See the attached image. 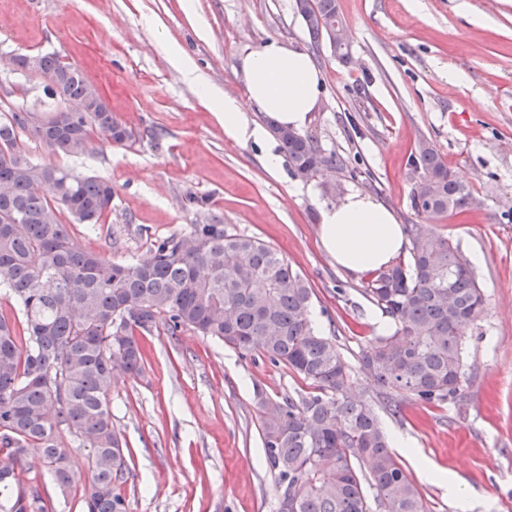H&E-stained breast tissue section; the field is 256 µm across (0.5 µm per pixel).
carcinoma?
Listing matches in <instances>:
<instances>
[{
	"instance_id": "cac0c4a2",
	"label": "carcinoma",
	"mask_w": 512,
	"mask_h": 512,
	"mask_svg": "<svg viewBox=\"0 0 512 512\" xmlns=\"http://www.w3.org/2000/svg\"><path fill=\"white\" fill-rule=\"evenodd\" d=\"M313 45L325 40L349 60L329 31L344 26L336 0H302ZM39 70L57 78L48 96L65 106L89 100L83 72L55 53H36ZM293 177L341 168L316 137L269 122ZM105 134L112 143L133 131L107 108L59 112L27 133L19 110L0 117V290L22 311V331L0 316V512H49L23 472L37 448L61 492L75 482L62 431L91 449L83 512H127L119 487L130 475L128 448L112 422L118 379L143 370L137 336L164 326L211 336L243 354L284 365L311 390L269 398L257 391L266 460L277 472L275 512H429L390 449L379 416L331 336L312 318L313 289L280 252L222 224H192L155 239L144 257L113 262L73 238L62 216L105 223L112 185L99 177L32 160L30 135L57 155L86 153ZM411 207L431 217L471 207L434 144L420 140L407 161ZM409 260L369 274L363 293L389 319L360 351V370L392 413L407 400L456 401L470 381L464 336L486 311L468 258L432 224H408ZM138 308L140 313L132 310Z\"/></svg>"
}]
</instances>
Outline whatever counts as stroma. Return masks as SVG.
I'll use <instances>...</instances> for the list:
<instances>
[{
  "mask_svg": "<svg viewBox=\"0 0 512 512\" xmlns=\"http://www.w3.org/2000/svg\"><path fill=\"white\" fill-rule=\"evenodd\" d=\"M349 29V63L312 48L295 0H0V55L57 53L77 66L135 143L95 140L62 156L28 139L41 163L112 183L105 223L70 225L81 245L120 262L145 255L149 240L220 221L280 251L315 291L317 328L336 337L356 390L376 395L359 352L388 327L363 294V280L339 269L321 242L320 209L350 193L386 206L399 224H422L411 207L407 159L430 140L472 191L475 205L435 218L466 256L487 297L485 317L466 337L471 378L464 397L441 407L404 402L376 411L430 512H512V0H336ZM307 51L322 77L307 126L344 167L302 181L287 164L270 171L273 137L237 143L167 56L182 49L203 83L247 94L239 58L267 39ZM44 78L0 71V113L57 110ZM141 376L119 380L112 421L125 438L128 512H273L277 475L265 461L256 391L297 395L288 367L241 355L191 330L141 337ZM75 482L60 494L37 450L23 473L50 512H82L90 449L65 433ZM456 478L461 498L435 479Z\"/></svg>",
  "mask_w": 512,
  "mask_h": 512,
  "instance_id": "1",
  "label": "stroma"
}]
</instances>
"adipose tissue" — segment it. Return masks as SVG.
Instances as JSON below:
<instances>
[{
	"mask_svg": "<svg viewBox=\"0 0 512 512\" xmlns=\"http://www.w3.org/2000/svg\"><path fill=\"white\" fill-rule=\"evenodd\" d=\"M173 67L186 83L199 87L213 111L219 113L227 136L240 143L265 137L249 127L244 114L250 107L272 113L279 124L294 130L306 127L319 94L320 74L304 51L268 39L241 56L247 96L221 95L203 85L191 63L178 49H170ZM321 240L337 267L363 276L392 264L406 245L404 228L393 213L370 196L354 193L320 211Z\"/></svg>",
	"mask_w": 512,
	"mask_h": 512,
	"instance_id": "adipose-tissue-1",
	"label": "adipose tissue"
}]
</instances>
